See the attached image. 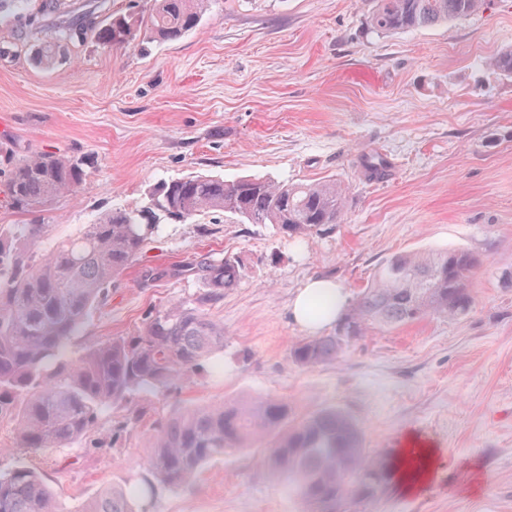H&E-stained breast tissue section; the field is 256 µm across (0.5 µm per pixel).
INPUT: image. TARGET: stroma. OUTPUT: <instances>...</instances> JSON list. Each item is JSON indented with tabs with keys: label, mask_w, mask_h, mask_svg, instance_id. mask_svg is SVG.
Wrapping results in <instances>:
<instances>
[{
	"label": "stroma",
	"mask_w": 512,
	"mask_h": 512,
	"mask_svg": "<svg viewBox=\"0 0 512 512\" xmlns=\"http://www.w3.org/2000/svg\"><path fill=\"white\" fill-rule=\"evenodd\" d=\"M371 0H210L182 40L102 51L71 45L53 67L34 64L46 29L0 14V150L86 158L76 192L31 212L0 192V224H45L76 235L104 211L140 201L161 181L347 184L334 233L305 245L268 224L226 212L162 225L112 297L94 309L67 355L128 333L153 307L190 298L192 280L143 285L149 267L197 252L237 254L249 276L212 309L224 325L221 369L194 371L181 390L134 396L137 428L108 410L95 442L33 453L0 426V472L37 467L62 506L137 482L152 455L154 424L185 407L273 394L300 413L341 408L366 448H399L407 433L441 451L421 491L391 486L345 512H512V78L487 60L512 48V0H492L465 20L394 35L369 33ZM383 174L369 173L373 157ZM461 248L481 265L472 304L453 318L428 316L375 328L332 364L302 369L290 348L307 338L290 315L312 278L355 298L393 255ZM146 512H304L287 479L258 453L215 457L188 485L158 487Z\"/></svg>",
	"instance_id": "stroma-1"
}]
</instances>
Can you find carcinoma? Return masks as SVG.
Instances as JSON below:
<instances>
[{
  "label": "carcinoma",
  "mask_w": 512,
  "mask_h": 512,
  "mask_svg": "<svg viewBox=\"0 0 512 512\" xmlns=\"http://www.w3.org/2000/svg\"><path fill=\"white\" fill-rule=\"evenodd\" d=\"M369 29L376 34L464 20L489 0H373ZM209 0H154L144 16L95 22L71 16L36 55L54 65L69 45L93 36L104 49L137 40L147 29L177 41L196 28ZM512 76V49L487 61ZM79 158L40 153L6 159L4 193L26 212L70 195L84 181ZM347 187L336 180L284 183L263 177L227 181L194 175L151 187L144 200L107 211L66 239L48 241L46 224H0V422L13 426L17 447L47 451L93 436L101 416L137 393L175 388L204 363L220 366L224 324L211 308L224 290L249 273L240 256L199 253L183 265L149 268L143 281L188 276L201 288L185 301L150 310L127 336L98 344L81 359L66 354L91 310L112 294V283L135 264L165 223H185L212 211L247 224H270L301 243L331 233L344 215ZM478 256L452 249L392 256L336 322L328 336L296 342L289 358L300 368L336 362L370 326L389 329L428 315L454 318L471 303ZM258 448L273 475L288 476L306 512H343L369 501L393 479L395 458L364 447L362 428L348 412L323 407L300 415L275 395H254L215 406L180 410L157 425L148 476L105 489L76 512H137V500L156 486L180 487L229 451ZM0 512H59L54 489L23 465L0 474Z\"/></svg>",
  "instance_id": "cac0c4a2"
}]
</instances>
